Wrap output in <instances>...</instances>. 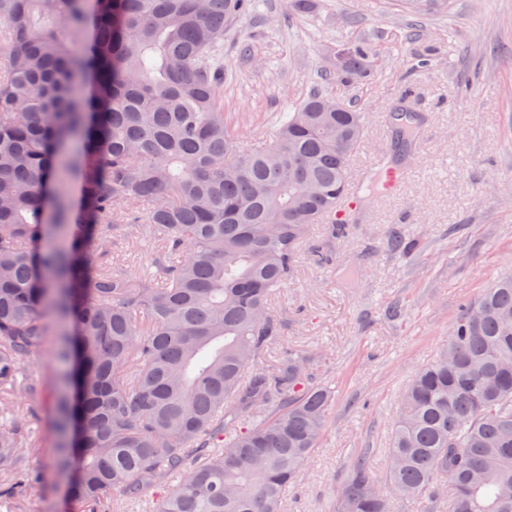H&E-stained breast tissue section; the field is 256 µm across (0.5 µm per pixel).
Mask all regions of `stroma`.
<instances>
[{
  "mask_svg": "<svg viewBox=\"0 0 512 512\" xmlns=\"http://www.w3.org/2000/svg\"><path fill=\"white\" fill-rule=\"evenodd\" d=\"M254 0L224 30V120L243 146L269 142L285 112L312 94L351 102L366 137L354 178L391 150L387 115L398 100L425 115L427 132L407 158L411 173L392 197H366L345 231L330 221L308 242L324 259L301 257L272 300L279 340L263 356L303 355L313 382L335 398L327 428L286 512H334L356 457L382 473L398 401L441 352L462 305L512 268V0H448L423 19L394 0ZM370 48L369 78L336 77L339 53ZM409 244L390 251L391 235ZM51 348L22 370L32 410L33 484L23 512H66L49 460Z\"/></svg>",
  "mask_w": 512,
  "mask_h": 512,
  "instance_id": "1",
  "label": "stroma"
}]
</instances>
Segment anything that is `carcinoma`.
Listing matches in <instances>:
<instances>
[{"label": "carcinoma", "instance_id": "carcinoma-1", "mask_svg": "<svg viewBox=\"0 0 512 512\" xmlns=\"http://www.w3.org/2000/svg\"><path fill=\"white\" fill-rule=\"evenodd\" d=\"M422 14L443 0H398ZM253 0H0V507L29 489L21 371L55 345L51 465L74 512L177 483L159 512H285L332 391L278 340L272 299L336 213L364 114L312 95L245 149L224 124V26ZM365 45L342 72L365 74ZM389 116L402 163L425 117ZM159 244L133 276L113 232ZM512 512V269L406 388L384 477L351 465L337 512L392 497Z\"/></svg>", "mask_w": 512, "mask_h": 512}]
</instances>
